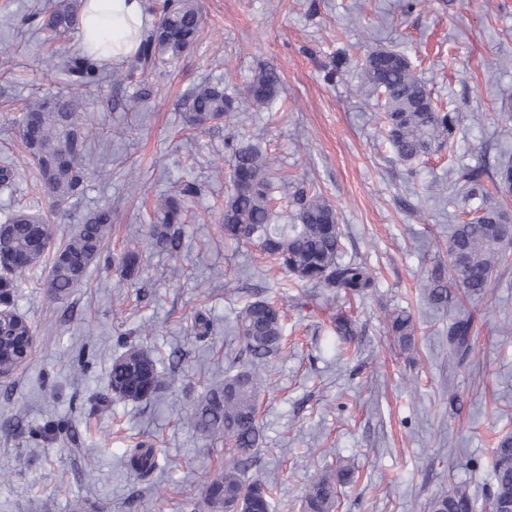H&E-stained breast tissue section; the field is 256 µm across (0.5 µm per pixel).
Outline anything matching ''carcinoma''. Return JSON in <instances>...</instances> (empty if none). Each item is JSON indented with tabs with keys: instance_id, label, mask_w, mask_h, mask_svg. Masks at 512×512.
Returning a JSON list of instances; mask_svg holds the SVG:
<instances>
[{
	"instance_id": "carcinoma-1",
	"label": "carcinoma",
	"mask_w": 512,
	"mask_h": 512,
	"mask_svg": "<svg viewBox=\"0 0 512 512\" xmlns=\"http://www.w3.org/2000/svg\"><path fill=\"white\" fill-rule=\"evenodd\" d=\"M80 0H48L27 21L55 43L53 56L63 59L66 72L77 87H91L101 80L97 62L70 51L67 41L77 32ZM157 20L142 31L138 50L127 63L112 71L116 82L136 73L157 72L163 64L193 47L203 25L198 0H155L150 6ZM364 84L384 93L383 122L387 141L397 157L411 164L449 147L457 129L455 113L438 107L431 90L414 72L408 58L397 51L372 49L361 68ZM276 70L263 66L256 71L241 95L256 110L269 107L279 94ZM188 122L196 128L231 126L236 99L224 86L202 82L189 95ZM24 148L35 169V186L52 203L78 199L88 178L85 163L89 113L78 94L29 99L16 119ZM229 153L231 188L224 197L219 229L224 240L250 243L303 288L361 296L376 287L366 261L344 258L345 234L336 209L324 196L304 186L290 201L292 223H278L273 208L279 177L267 154L236 132L224 139ZM198 189L184 182L175 196L158 200L154 220L142 238L144 246H128L116 258L123 277L134 281L144 272L142 255L151 250L179 257L186 204ZM112 208L99 207L86 213L76 230L62 243L53 244L48 217L28 206L13 210L0 223V254L9 266L0 271V308L5 328L14 336H28L34 327L18 313L11 292L22 277L42 264L49 265L46 288L55 298L68 296L81 285L91 265L107 249L112 235ZM448 261L437 263L422 279V293L437 307L454 306L468 299L487 297L493 276L512 251V219L494 208L477 207L472 217L448 225ZM335 333L349 342L357 334L352 318L343 310L332 316ZM245 360L234 361L224 380L210 385L192 404L194 429L208 438H222L231 461L208 482L202 502L208 512H270L273 486L265 479L245 478L263 438L258 405L270 389L269 362L284 349V319L275 301L249 297L236 317ZM474 317L465 314L448 324V353L463 363L474 350ZM388 333L400 351L414 347V326L406 311L389 318ZM110 386L118 401L140 402L154 397L164 386L152 350L131 347L112 358ZM127 465L142 477L158 468L154 448L138 442L125 451ZM512 506V436L501 437L493 448L492 479L478 502L466 483H457L428 502V512H477L478 508L500 512ZM336 482L317 476L301 499V512H333Z\"/></svg>"
}]
</instances>
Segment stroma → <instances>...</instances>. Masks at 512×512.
Here are the masks:
<instances>
[{
    "instance_id": "1",
    "label": "stroma",
    "mask_w": 512,
    "mask_h": 512,
    "mask_svg": "<svg viewBox=\"0 0 512 512\" xmlns=\"http://www.w3.org/2000/svg\"><path fill=\"white\" fill-rule=\"evenodd\" d=\"M204 23L189 51L161 76L83 90L93 120L86 162L95 173L76 200L30 204L45 213L55 242L88 211L114 212L110 257L62 300L33 270L14 298L37 329L26 364L0 380V512H202L204 485L229 458L223 440L188 419L192 403L239 355L234 335L241 299L257 291L286 313L285 349L272 360L270 391L259 401L264 439L248 477L276 484L275 512H296L313 476L338 484L334 512H427L456 483L485 489L492 450L512 434V260L482 301L467 303L477 332L469 360L448 358L449 311L425 302L419 281L445 256L448 227L473 201L435 199V182L476 177L484 199L512 217V192L492 183L512 159V0H199ZM46 0H0V161H13V190H0V219L27 193L29 163L13 122L25 100L72 92L68 75L26 17ZM410 60L440 108L458 125L452 148L411 164L385 138L380 94L361 83L368 50ZM281 90L268 109L240 103L238 131L260 144L285 184L274 208L288 223L290 184L312 185L336 208L346 257L363 259L377 286L362 298L307 295L268 268L253 247L225 245L216 224L230 187L223 128L189 125L188 95L201 82L241 92L260 66ZM196 184L179 259L145 252L140 282L111 262L149 223L153 204ZM358 324L340 341L329 314ZM214 321L195 337L196 311ZM411 314L415 348H395L387 317ZM182 355L177 379L148 402L112 398L109 368L120 345ZM155 444L159 468L138 478L124 452Z\"/></svg>"
}]
</instances>
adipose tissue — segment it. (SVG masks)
I'll use <instances>...</instances> for the list:
<instances>
[{
	"label": "adipose tissue",
	"mask_w": 512,
	"mask_h": 512,
	"mask_svg": "<svg viewBox=\"0 0 512 512\" xmlns=\"http://www.w3.org/2000/svg\"><path fill=\"white\" fill-rule=\"evenodd\" d=\"M146 13L144 0H83L78 39L93 60L117 64L134 54Z\"/></svg>",
	"instance_id": "1"
}]
</instances>
